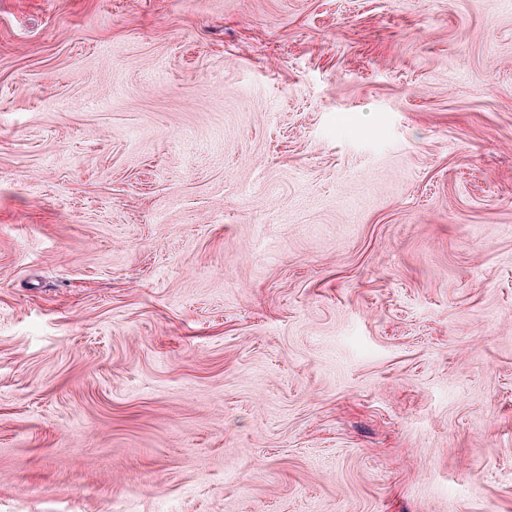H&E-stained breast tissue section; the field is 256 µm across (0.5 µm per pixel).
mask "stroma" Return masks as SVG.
Masks as SVG:
<instances>
[{
    "instance_id": "obj_1",
    "label": "stroma",
    "mask_w": 512,
    "mask_h": 512,
    "mask_svg": "<svg viewBox=\"0 0 512 512\" xmlns=\"http://www.w3.org/2000/svg\"><path fill=\"white\" fill-rule=\"evenodd\" d=\"M0 512H512V0H0Z\"/></svg>"
}]
</instances>
